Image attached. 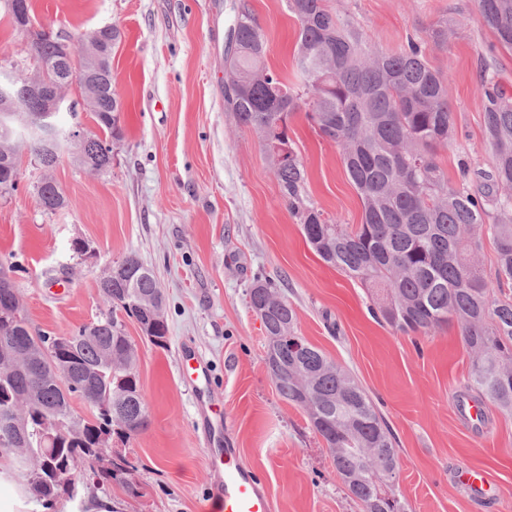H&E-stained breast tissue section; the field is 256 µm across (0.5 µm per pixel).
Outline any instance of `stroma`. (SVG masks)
Segmentation results:
<instances>
[{"instance_id": "stroma-1", "label": "stroma", "mask_w": 512, "mask_h": 512, "mask_svg": "<svg viewBox=\"0 0 512 512\" xmlns=\"http://www.w3.org/2000/svg\"><path fill=\"white\" fill-rule=\"evenodd\" d=\"M239 0H32L43 27L78 39L108 24L121 40L112 52L113 85L124 135L112 167L93 173L62 153L50 176L65 208L45 211L33 185L43 175L19 152L15 191L0 196V262L13 279L31 326L54 334L95 321L105 305L100 275L125 256L154 269L163 293L168 343L125 330L138 351L149 426L116 441L112 453L139 490L76 478L77 497L53 512H86L91 500L118 512H200L208 485V437L189 378V349L212 371L210 394L231 424L243 463L267 486L272 512H362L336 472L323 439L298 407L282 400L265 363L266 335L249 306L254 280H272L297 313V331L348 370L386 420L399 455L396 492L408 512H512V416L483 402L482 419L458 409L470 357L456 322L402 333L375 319L367 288L311 249L283 203L262 137L237 124L224 102L226 35ZM263 28L266 63L293 70L298 23L285 0H249ZM342 19L373 45L400 49L416 40L448 86L455 136L436 159L458 184L461 164L487 170L477 99L481 72L512 96V51L488 54L492 31L477 0H332ZM447 29V42L432 32ZM0 68L33 71L29 43L0 0ZM288 139L306 171V193L325 216L348 226L362 219L340 147L297 112ZM86 241L94 258L77 255ZM472 468L496 480L490 499L457 480Z\"/></svg>"}]
</instances>
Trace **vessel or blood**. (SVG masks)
<instances>
[{
	"label": "vessel or blood",
	"mask_w": 512,
	"mask_h": 512,
	"mask_svg": "<svg viewBox=\"0 0 512 512\" xmlns=\"http://www.w3.org/2000/svg\"><path fill=\"white\" fill-rule=\"evenodd\" d=\"M181 369L188 376L195 390L201 414L215 412L216 406L209 399L210 373L195 354L185 352L180 357ZM222 424L210 427V437L215 448L210 451L212 479L207 489V512H271V497L265 485L245 467L236 448L219 447Z\"/></svg>",
	"instance_id": "vessel-or-blood-1"
}]
</instances>
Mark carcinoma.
<instances>
[{"mask_svg":"<svg viewBox=\"0 0 512 512\" xmlns=\"http://www.w3.org/2000/svg\"><path fill=\"white\" fill-rule=\"evenodd\" d=\"M299 24L294 56L296 83L290 85L265 65L267 39L248 0H240L224 57V102L239 125L259 133L266 146L288 144V117L303 111L326 138L340 146L346 172L363 204L354 228L324 217L305 194L306 171L288 150V161L275 163L281 198L301 224L316 254L347 276L370 288L378 308L373 316L393 329L428 331L457 322L471 362L459 402L471 396L487 399L512 414V297H494L476 257L484 238L494 240L498 287L512 286V97L485 76L478 87L485 138L493 162L476 172L483 189L468 186L470 168L461 164V183L453 186L435 151L454 136L448 107V85L427 61L415 41L399 51L370 44L360 30L340 18L329 0H286ZM479 16L496 42L489 53L512 50V0H477ZM15 28L34 21L30 0H13L8 9ZM106 49L120 41V31L98 28L87 35ZM69 86L81 78L56 52L48 37L30 44ZM101 134L91 135L88 153L101 163L112 154V141L122 138V103L112 90V72L80 87ZM30 151L53 168L57 157L40 140L27 139ZM19 144L0 141V191L16 190L19 171L11 164ZM107 310L95 320L96 338L83 340L87 326L57 334H35L23 314L18 292L0 288V344L14 341L19 350L50 348L60 339L77 346L78 359L67 374L55 376L54 359L45 360L47 380H33L25 368L0 363V456L10 458L11 472L23 481L29 501L45 510L63 495L52 476L73 477L82 464L94 478L121 482L124 469L97 468L101 433L122 440L145 431L147 403L139 387L137 353L125 331L124 318L136 322L144 336L166 346L168 326L163 305L153 324L146 323L148 304L162 296L154 271L129 255L112 265V290L98 285ZM254 312L264 311L266 329L297 336V314L278 297L273 282L258 279L249 288ZM299 337V336H297ZM305 341L304 337H299ZM120 362L103 354L106 348ZM94 368L90 391L95 419L76 432L70 400L84 398V368ZM280 398L300 408L322 437L336 472L358 500L379 501L378 512L392 504L378 499L383 469L399 465L386 422L354 377L322 350L288 363H267ZM36 391L26 418L52 436L23 448L11 446L5 421L16 411L14 393Z\"/></svg>","mask_w":512,"mask_h":512,"instance_id":"1","label":"carcinoma"}]
</instances>
